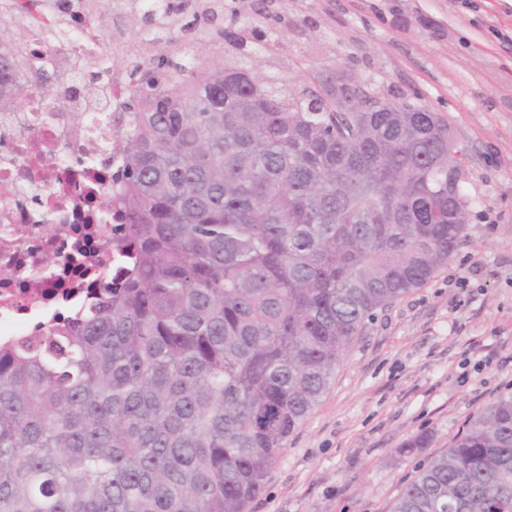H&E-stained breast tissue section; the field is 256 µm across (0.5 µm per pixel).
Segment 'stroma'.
I'll return each mask as SVG.
<instances>
[{"instance_id":"obj_1","label":"stroma","mask_w":512,"mask_h":512,"mask_svg":"<svg viewBox=\"0 0 512 512\" xmlns=\"http://www.w3.org/2000/svg\"><path fill=\"white\" fill-rule=\"evenodd\" d=\"M260 80L307 71L447 116L465 153L466 237L421 288L377 312L265 479L249 512H387L416 466L490 401L512 398V0H273ZM103 51L141 52L106 14ZM433 436L427 448L408 442Z\"/></svg>"}]
</instances>
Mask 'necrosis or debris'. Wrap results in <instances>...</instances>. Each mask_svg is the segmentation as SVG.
<instances>
[{
  "label": "necrosis or debris",
  "mask_w": 512,
  "mask_h": 512,
  "mask_svg": "<svg viewBox=\"0 0 512 512\" xmlns=\"http://www.w3.org/2000/svg\"><path fill=\"white\" fill-rule=\"evenodd\" d=\"M29 38L50 73L59 58L89 57L97 47L80 27L62 47L38 29ZM109 78L104 114L98 100L82 97L34 98L0 114V336L26 335L81 302L102 275L118 273L116 218L102 196L123 160L117 130L128 77L115 67ZM48 112L55 118L46 125ZM73 153L83 164L60 172L56 159Z\"/></svg>",
  "instance_id": "obj_1"
}]
</instances>
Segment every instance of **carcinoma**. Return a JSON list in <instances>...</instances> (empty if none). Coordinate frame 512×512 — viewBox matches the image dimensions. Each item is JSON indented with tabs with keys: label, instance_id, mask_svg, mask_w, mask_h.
I'll use <instances>...</instances> for the list:
<instances>
[{
	"label": "carcinoma",
	"instance_id": "1",
	"mask_svg": "<svg viewBox=\"0 0 512 512\" xmlns=\"http://www.w3.org/2000/svg\"><path fill=\"white\" fill-rule=\"evenodd\" d=\"M60 0H0L63 43ZM167 51L130 77L123 280L35 336L0 343V512H248L366 322L425 285L466 236L463 154L420 103L348 112L362 84L294 94L227 82L259 33L238 21L197 71L224 0H78ZM100 76L106 55L78 62ZM39 55L0 38V113L43 95ZM388 512H512V398L473 416Z\"/></svg>",
	"mask_w": 512,
	"mask_h": 512
}]
</instances>
